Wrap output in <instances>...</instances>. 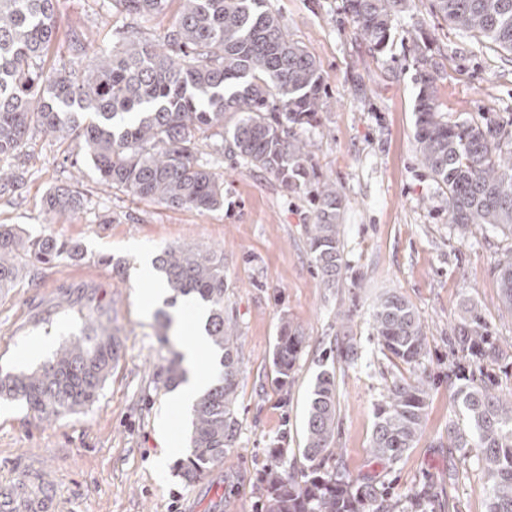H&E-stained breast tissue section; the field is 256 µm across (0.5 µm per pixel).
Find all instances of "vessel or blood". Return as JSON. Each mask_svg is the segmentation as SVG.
<instances>
[{
  "mask_svg": "<svg viewBox=\"0 0 512 512\" xmlns=\"http://www.w3.org/2000/svg\"><path fill=\"white\" fill-rule=\"evenodd\" d=\"M0 512H60L58 488L49 467L31 461L23 478L1 484Z\"/></svg>",
  "mask_w": 512,
  "mask_h": 512,
  "instance_id": "vessel-or-blood-1",
  "label": "vessel or blood"
}]
</instances>
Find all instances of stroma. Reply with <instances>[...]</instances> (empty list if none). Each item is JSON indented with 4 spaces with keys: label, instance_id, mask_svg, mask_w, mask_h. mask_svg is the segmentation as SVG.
<instances>
[{
    "label": "stroma",
    "instance_id": "obj_1",
    "mask_svg": "<svg viewBox=\"0 0 512 512\" xmlns=\"http://www.w3.org/2000/svg\"><path fill=\"white\" fill-rule=\"evenodd\" d=\"M291 39L319 63L327 104L310 129V159L319 181L343 199L341 240L348 277L322 283L306 227L314 218L307 190L282 188L216 153L224 180L222 209L173 210L104 189L93 162L70 165L66 145L34 136L7 166L23 171L22 186L0 196V224L35 236L78 242L81 260L32 266L23 283L0 294V375L38 367L82 327L81 313L111 319L121 341L118 365L98 399L84 410L38 418L19 401L0 400V482L20 477L30 460L54 465L59 498L71 512H260V474L273 462L299 467L310 391L322 364L336 367V445L352 476L374 472L369 448L374 412L387 384L403 374L372 334V308L385 292L404 295L427 331L423 365L435 378L424 432L384 479L408 494L432 479L449 512H487L488 482L469 467L448 481V422L460 411L448 386V338L462 307L475 303L501 343L512 346V310L501 300L497 263L512 236L448 222L446 196L420 167L415 151L416 94L423 72L434 77L436 103L449 121L512 125V54L482 46L448 26L433 0H412L383 53H374L344 10L345 0H269ZM61 25L46 68L71 59L73 32L92 33L96 46L118 43L123 26L160 35L167 17L118 14L111 0H59ZM74 185L84 205L57 217L41 207L58 186ZM168 245L224 256V311L242 343L234 448L195 483L180 476L181 457L155 460L168 443L190 445L192 416L172 413L162 369L180 359L195 326L161 336L158 310L140 301L151 278L141 254ZM305 344L287 385H278L273 348L282 322ZM354 343L358 358L335 361L337 340Z\"/></svg>",
    "mask_w": 512,
    "mask_h": 512
}]
</instances>
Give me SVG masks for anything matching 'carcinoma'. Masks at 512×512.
Wrapping results in <instances>:
<instances>
[{"label":"carcinoma","mask_w":512,"mask_h":512,"mask_svg":"<svg viewBox=\"0 0 512 512\" xmlns=\"http://www.w3.org/2000/svg\"><path fill=\"white\" fill-rule=\"evenodd\" d=\"M59 0H0V158L16 155L34 133L75 137L71 155L89 156L100 181L140 200L199 212L224 207V181L202 160L199 135L213 130L220 152L274 176L289 191L311 183L307 143L298 130L311 126L325 104L319 64L288 32L266 0H113L126 15L175 14L151 39L133 28L112 48L93 52L83 33L70 40L69 67L43 68L59 29ZM410 0H346L355 29L380 52ZM445 21L464 34L512 52V0H434ZM432 76L417 95L415 148L421 166L448 195V223L462 233L472 225L512 234V150L509 133L492 121L450 123L434 102ZM21 173L0 168V195L15 191ZM314 221L309 246L328 288L347 275L340 239L343 200L336 187L312 190ZM83 197L70 187L45 195L53 215L79 210ZM82 256L78 243L29 236L0 224V291L15 287L26 266H51ZM155 269L172 297L192 295L209 307L206 332L222 353V371L193 407L191 453L181 467L194 482L235 447L241 344L224 316V257L191 246H167ZM504 303L512 308V249L497 264ZM373 336L384 354L407 367L378 404L371 456L382 469L397 465L424 431L430 377L422 369L428 336L414 307L395 291L373 308ZM458 335L448 337L453 360L448 385L463 421L448 422V447L465 457L480 449L489 482L487 512H512V391L495 390L488 370L512 365V351L494 336L481 308H463ZM304 336L281 327L273 352L277 381L291 377ZM121 344L112 325L87 315L80 333L54 357L27 372L0 378V398L22 400L39 415L75 413L99 397ZM336 370L326 368L310 393L302 466L288 475L275 463L259 477L262 512H436L437 488L425 483L399 497L376 474L353 478L342 467L336 436Z\"/></svg>","instance_id":"obj_1"}]
</instances>
